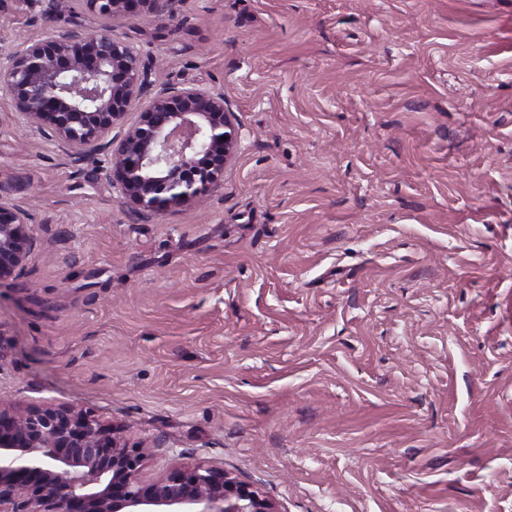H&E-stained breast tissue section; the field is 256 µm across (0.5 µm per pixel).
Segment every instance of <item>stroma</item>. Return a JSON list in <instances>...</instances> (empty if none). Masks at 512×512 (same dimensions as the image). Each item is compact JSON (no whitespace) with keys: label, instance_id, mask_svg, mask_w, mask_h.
I'll list each match as a JSON object with an SVG mask.
<instances>
[{"label":"stroma","instance_id":"obj_1","mask_svg":"<svg viewBox=\"0 0 512 512\" xmlns=\"http://www.w3.org/2000/svg\"><path fill=\"white\" fill-rule=\"evenodd\" d=\"M0 0V61L83 0ZM242 149L148 216L0 90V398L74 404L282 512H512V0H176L113 20ZM31 215L0 194V282L16 277L32 247Z\"/></svg>","mask_w":512,"mask_h":512}]
</instances>
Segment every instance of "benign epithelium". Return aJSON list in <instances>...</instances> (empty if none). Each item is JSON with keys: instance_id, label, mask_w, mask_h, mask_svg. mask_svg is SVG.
I'll list each match as a JSON object with an SVG mask.
<instances>
[{"instance_id": "obj_1", "label": "benign epithelium", "mask_w": 512, "mask_h": 512, "mask_svg": "<svg viewBox=\"0 0 512 512\" xmlns=\"http://www.w3.org/2000/svg\"><path fill=\"white\" fill-rule=\"evenodd\" d=\"M104 20L173 14L174 0H84ZM0 88L75 158L108 151L100 174L121 202L161 214L204 195L241 149L224 94L152 78L141 53L112 31L60 29L0 64ZM140 119L107 139L130 106ZM31 215L0 194V281L23 268ZM150 447L76 406L21 409L0 401V512H281L255 485L209 463L144 475Z\"/></svg>"}]
</instances>
